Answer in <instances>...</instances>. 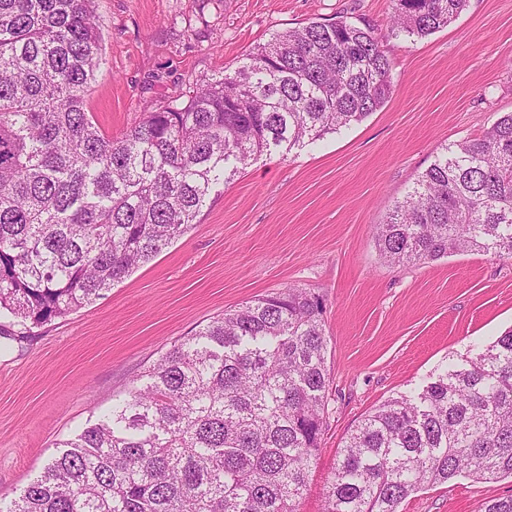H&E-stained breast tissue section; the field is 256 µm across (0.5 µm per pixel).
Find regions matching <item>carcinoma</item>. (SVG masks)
Here are the masks:
<instances>
[{"instance_id":"1","label":"carcinoma","mask_w":512,"mask_h":512,"mask_svg":"<svg viewBox=\"0 0 512 512\" xmlns=\"http://www.w3.org/2000/svg\"><path fill=\"white\" fill-rule=\"evenodd\" d=\"M398 35L467 0H392ZM93 0H0V314L18 334L94 303L193 224L259 156L359 123L391 67L344 18L276 33L234 71L119 138L86 98L103 62ZM383 258H512V113L437 156L387 219ZM323 300L288 287L174 342L95 423L57 444L5 512H298L329 417ZM466 474L512 478V330L351 430L324 512H399Z\"/></svg>"}]
</instances>
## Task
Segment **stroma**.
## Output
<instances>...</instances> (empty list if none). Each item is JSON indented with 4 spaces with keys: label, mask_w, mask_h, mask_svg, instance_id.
Returning <instances> with one entry per match:
<instances>
[{
    "label": "stroma",
    "mask_w": 512,
    "mask_h": 512,
    "mask_svg": "<svg viewBox=\"0 0 512 512\" xmlns=\"http://www.w3.org/2000/svg\"><path fill=\"white\" fill-rule=\"evenodd\" d=\"M104 64L88 95L121 136L184 100L273 34L346 18L391 62L384 105L316 144L261 156L212 193L197 224L94 304L16 342L0 338V503L56 443L93 424L177 339L279 289L320 294L333 411L299 512H323L345 438L364 414L474 357L512 328V259L460 252L391 265L375 227L446 147L512 112V0H468L448 27L395 36L391 0H94ZM512 479L460 475L402 512H479Z\"/></svg>",
    "instance_id": "1"
}]
</instances>
